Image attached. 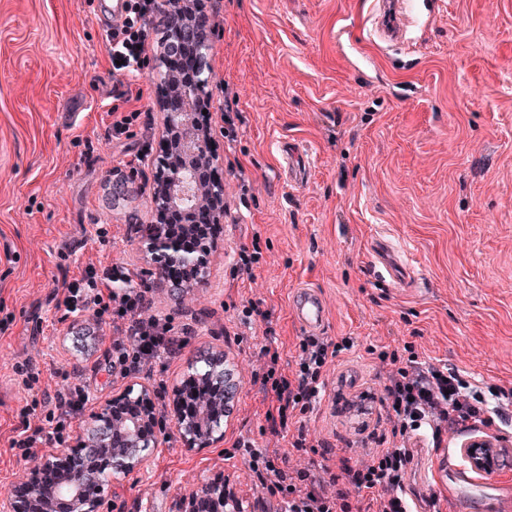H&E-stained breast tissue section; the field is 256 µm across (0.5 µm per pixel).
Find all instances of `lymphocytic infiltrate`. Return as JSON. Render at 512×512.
Instances as JSON below:
<instances>
[{"label":"lymphocytic infiltrate","mask_w":512,"mask_h":512,"mask_svg":"<svg viewBox=\"0 0 512 512\" xmlns=\"http://www.w3.org/2000/svg\"><path fill=\"white\" fill-rule=\"evenodd\" d=\"M158 0H126L125 15L110 25L105 41L118 72L137 73L146 68L145 47L152 34L165 27ZM58 308L65 314L93 311L98 322L112 327L107 349L112 370L121 376L143 371L161 357H174L195 330L175 326L170 318L153 312V297L140 271L122 263L93 262L77 274L64 278ZM346 345L323 336L309 335L299 342L298 359L291 373H283L278 350L264 347L263 362L253 370L259 392L268 399L265 418L272 437L288 439L301 454L316 452L321 442L305 426L289 430L288 419L305 415L320 403L329 363ZM379 360L387 367L380 398L391 425L390 435L372 434L375 449L368 460L355 466H336L331 456L295 470L279 464L280 455L271 447L259 448L237 439L242 453L264 493L277 499L282 512H364V495H375L378 512H412V498L405 477L412 452L406 443L415 432L429 429L433 446L444 434L466 430L468 422L489 424L512 421V389L483 388L452 368L420 365L415 357L385 351ZM89 401L84 385L76 384L47 397L49 406L42 425L23 423L11 445L23 456H35L46 445L63 446Z\"/></svg>","instance_id":"obj_1"}]
</instances>
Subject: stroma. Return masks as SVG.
I'll list each match as a JSON object with an SVG mask.
<instances>
[{
  "mask_svg": "<svg viewBox=\"0 0 512 512\" xmlns=\"http://www.w3.org/2000/svg\"><path fill=\"white\" fill-rule=\"evenodd\" d=\"M217 26L205 75L214 173L231 216L221 219L207 286L174 300L155 276L154 308L196 333L152 373L113 374L104 347L81 352L69 332L94 328L86 311L64 316L55 294L88 259L147 270L137 227L154 215L152 185L160 149L137 177L116 160L135 140L107 138L102 117L113 73L105 23L85 0H0V492L28 463L11 449L29 398L12 365L30 363L43 389L73 383L89 392L88 412L133 383L154 393L162 442L144 466L104 490L101 512H178L198 482L227 481L251 512H278L242 456L226 458L241 437L273 441L268 403L251 382L262 348L276 342L292 371L305 332L290 316L301 286L328 309L325 337L349 338L328 367L326 395L302 421L328 441L331 456L354 462L371 433L387 431L378 397V351L412 344L419 362L466 379L512 388V0H436L413 52L368 34L371 0H203ZM161 38L149 65L131 78L142 89L127 110L148 115L154 141L165 132ZM239 113L233 137L225 111ZM307 152L300 186L281 173L279 146ZM238 160L240 171L227 170ZM109 234L97 237L95 225ZM387 242L411 273L395 283L373 271L372 245ZM259 244L254 282L235 279L230 254ZM263 299V322L239 331L229 309ZM221 349L240 367L239 395L206 445L183 441L173 426L175 391L192 356ZM410 442L407 483L421 512H456L423 474L438 453Z\"/></svg>",
  "mask_w": 512,
  "mask_h": 512,
  "instance_id": "35a3bbf8",
  "label": "stroma"
}]
</instances>
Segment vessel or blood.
I'll return each mask as SVG.
<instances>
[{"label": "vessel or blood", "instance_id": "1", "mask_svg": "<svg viewBox=\"0 0 512 512\" xmlns=\"http://www.w3.org/2000/svg\"><path fill=\"white\" fill-rule=\"evenodd\" d=\"M422 0H378L375 26L386 44L410 42L414 32L426 20ZM282 167L288 179L294 183L307 181L310 162L301 147L294 143L281 146ZM373 252L381 267L393 276L395 281H404L403 266L392 258L385 242H377ZM291 311L303 330L311 335L320 334L327 320V310L321 294L311 288H298L292 297ZM427 479L435 486L448 490L464 512H512V493L501 490L495 493L479 492L474 488L475 479L463 467L436 462Z\"/></svg>", "mask_w": 512, "mask_h": 512}]
</instances>
